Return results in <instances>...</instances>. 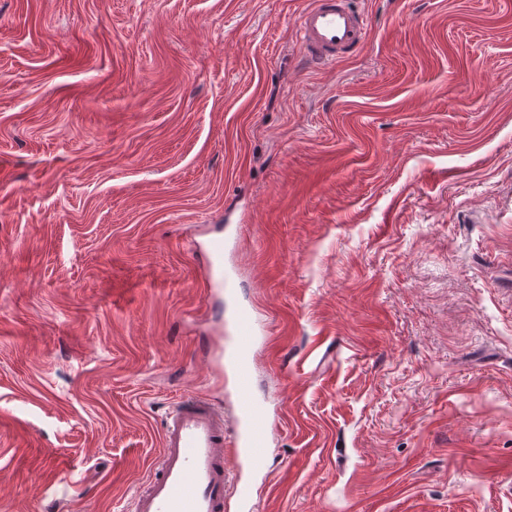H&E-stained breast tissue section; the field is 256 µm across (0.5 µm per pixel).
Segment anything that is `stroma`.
I'll use <instances>...</instances> for the list:
<instances>
[{"mask_svg": "<svg viewBox=\"0 0 512 512\" xmlns=\"http://www.w3.org/2000/svg\"><path fill=\"white\" fill-rule=\"evenodd\" d=\"M0 0V512H129L167 409L234 426L259 512H512V6ZM223 237L233 287H210ZM305 58L324 66L356 55L365 45L368 23L348 0H313L297 18Z\"/></svg>", "mask_w": 512, "mask_h": 512, "instance_id": "stroma-1", "label": "stroma"}]
</instances>
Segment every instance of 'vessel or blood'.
Listing matches in <instances>:
<instances>
[{"label": "vessel or blood", "instance_id": "b4317fda", "mask_svg": "<svg viewBox=\"0 0 512 512\" xmlns=\"http://www.w3.org/2000/svg\"><path fill=\"white\" fill-rule=\"evenodd\" d=\"M296 29L305 58L319 66L356 55L368 35L366 19L348 0H312L298 16ZM208 252L213 287H226L233 274L223 268V240H212ZM257 343L253 311H236L226 358L237 393L233 434H226L224 414L209 398L178 400L164 423L156 468L133 498L131 512H226L232 505L237 512H256L251 485L229 476L224 455L233 452L256 474L268 465L274 434L271 409L249 394Z\"/></svg>", "mask_w": 512, "mask_h": 512}]
</instances>
